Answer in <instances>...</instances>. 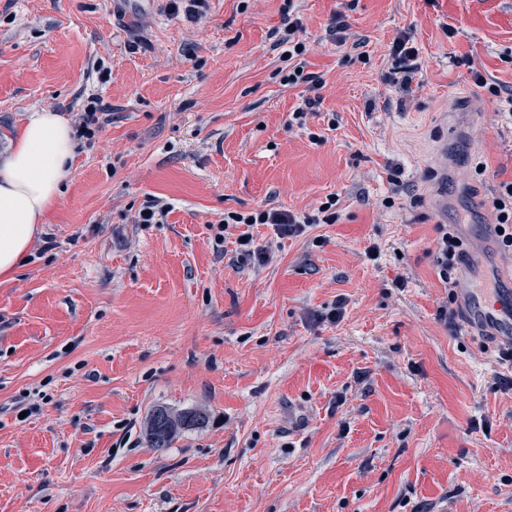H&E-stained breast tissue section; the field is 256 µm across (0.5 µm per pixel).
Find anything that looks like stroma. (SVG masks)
I'll return each mask as SVG.
<instances>
[{"label": "stroma", "mask_w": 512, "mask_h": 512, "mask_svg": "<svg viewBox=\"0 0 512 512\" xmlns=\"http://www.w3.org/2000/svg\"><path fill=\"white\" fill-rule=\"evenodd\" d=\"M284 4L209 0L194 23L163 0H0V154L33 112L70 120L93 94L112 110L0 282V512H512V389L438 318L433 213L447 192L476 250L512 181V118L454 63L512 85V0ZM292 15L324 81L303 130L306 87L283 85L274 47ZM408 29L422 78L401 90L389 50ZM395 177L410 193L382 207ZM330 194L337 223L250 226L278 245L264 268L238 259V228L215 244L225 213ZM150 197L166 223H135ZM157 407L206 422L151 448Z\"/></svg>", "instance_id": "35a3bbf8"}]
</instances>
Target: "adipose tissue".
<instances>
[{
	"label": "adipose tissue",
	"instance_id": "adipose-tissue-1",
	"mask_svg": "<svg viewBox=\"0 0 512 512\" xmlns=\"http://www.w3.org/2000/svg\"><path fill=\"white\" fill-rule=\"evenodd\" d=\"M73 162L68 121L52 111L32 113L0 160V279H13L26 262L41 224L62 199Z\"/></svg>",
	"mask_w": 512,
	"mask_h": 512
}]
</instances>
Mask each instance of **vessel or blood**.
Returning <instances> with one entry per match:
<instances>
[{"label": "vessel or blood", "instance_id": "obj_1", "mask_svg": "<svg viewBox=\"0 0 512 512\" xmlns=\"http://www.w3.org/2000/svg\"><path fill=\"white\" fill-rule=\"evenodd\" d=\"M483 256L480 266L461 273L454 289L462 329L507 354L512 352V258H503L488 237Z\"/></svg>", "mask_w": 512, "mask_h": 512}]
</instances>
